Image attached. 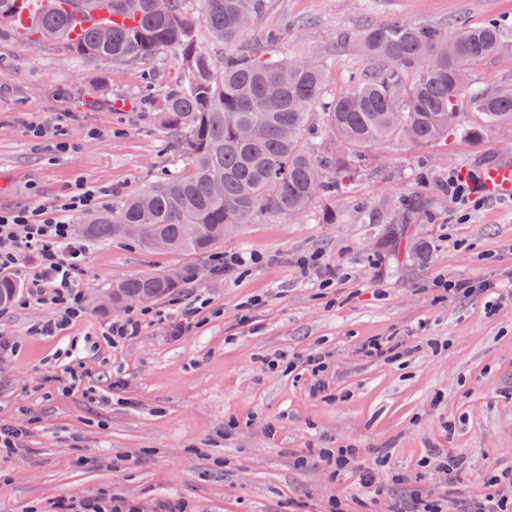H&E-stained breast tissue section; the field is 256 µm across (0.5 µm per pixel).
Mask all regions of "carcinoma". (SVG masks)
Here are the masks:
<instances>
[{"label": "carcinoma", "instance_id": "carcinoma-1", "mask_svg": "<svg viewBox=\"0 0 512 512\" xmlns=\"http://www.w3.org/2000/svg\"><path fill=\"white\" fill-rule=\"evenodd\" d=\"M55 4L32 21L44 40L62 43L86 60L114 64L149 61L175 51L184 80L159 102V119L178 146L186 148L190 172L173 174L125 198L112 211L79 220L81 237L133 244L152 250L153 239L167 252L203 255L224 236L266 214L296 216L326 199L324 224L340 217L336 198L368 170L373 149L392 144L422 148L450 135L479 139L496 127H512V85L474 91L455 80L457 71L494 57L505 48V26L494 21L456 20L448 31L432 25L394 22L368 25L358 36L369 67L353 76L344 93L324 94L327 65L291 58L281 34L258 44L242 41L261 0H200L198 16L187 0H171L158 13L153 0H111L112 20L93 27L80 41L69 37L72 15L98 0H47ZM207 28L213 49L198 46L195 24ZM216 57L223 67H212ZM467 102L478 122L458 111ZM320 113L318 140H306L311 116ZM436 200L426 194L400 198L387 208L396 240L409 224L433 219ZM179 268L118 277L112 291L129 304L146 288L164 298L190 279ZM21 285L0 277V307H8Z\"/></svg>", "mask_w": 512, "mask_h": 512}]
</instances>
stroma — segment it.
<instances>
[{
    "label": "stroma",
    "mask_w": 512,
    "mask_h": 512,
    "mask_svg": "<svg viewBox=\"0 0 512 512\" xmlns=\"http://www.w3.org/2000/svg\"><path fill=\"white\" fill-rule=\"evenodd\" d=\"M459 17L512 29V0H263L244 40L279 30L289 56L333 55L332 96L366 65L345 36L371 22L444 27ZM180 72L172 51L145 64L93 62L0 27V211L58 203L80 180L109 187L100 204L109 210L165 174L188 172L156 108ZM32 120L75 150L51 159L25 133ZM489 154L512 159V127L413 151L380 147L383 175H365L337 198L338 223H322L317 203L228 235L219 253L261 259L242 277L215 276L207 255L87 244L86 314L53 336L37 331L53 308L20 292L0 310V336L13 345L0 354V425L25 432L17 452L0 455V512L112 498L134 500L138 512H394L417 499L467 512L492 490L512 492V302L491 315L485 296L440 300L434 287L487 281L512 293V199L493 196L478 209L440 202L436 220L410 225L396 244L387 225L354 212L360 202L439 198L449 174L483 175L477 161ZM433 156L439 166L418 180ZM415 240L428 244L424 255L412 253ZM313 259L337 269L332 285L304 271ZM174 267L192 277L153 303L167 320L109 343L113 323L140 309L104 304L113 279ZM195 298L205 306L187 328L172 311ZM374 336L403 342V356L363 358ZM316 350L320 375L272 365ZM318 382L321 397L312 393ZM310 448L356 455L337 474L300 463ZM433 448L460 459L459 482L422 466ZM365 466L375 469L372 493L357 484Z\"/></svg>",
    "instance_id": "obj_1"
}]
</instances>
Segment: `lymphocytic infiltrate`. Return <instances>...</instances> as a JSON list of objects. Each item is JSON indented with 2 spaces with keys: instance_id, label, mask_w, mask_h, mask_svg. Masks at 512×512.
Instances as JSON below:
<instances>
[{
  "instance_id": "obj_1",
  "label": "lymphocytic infiltrate",
  "mask_w": 512,
  "mask_h": 512,
  "mask_svg": "<svg viewBox=\"0 0 512 512\" xmlns=\"http://www.w3.org/2000/svg\"><path fill=\"white\" fill-rule=\"evenodd\" d=\"M107 193V187L82 180L62 203L0 212V275L21 273L26 254H35L39 260V272L28 280L30 294L55 311L54 318L40 325L42 335H54L84 314L80 285L85 248L73 232L70 217L95 211Z\"/></svg>"
}]
</instances>
